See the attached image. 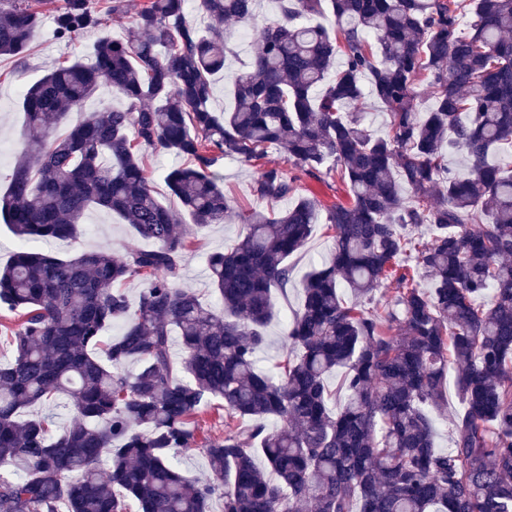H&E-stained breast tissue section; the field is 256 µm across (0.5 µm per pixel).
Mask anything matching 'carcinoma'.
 <instances>
[{
	"label": "carcinoma",
	"instance_id": "1",
	"mask_svg": "<svg viewBox=\"0 0 512 512\" xmlns=\"http://www.w3.org/2000/svg\"><path fill=\"white\" fill-rule=\"evenodd\" d=\"M255 3L200 0L204 35L185 0H145L126 40L104 37L90 62L64 61L27 89L26 128L42 138L27 141L0 195L19 241L0 268V307L22 315L0 366V467L15 472L0 476V512H127L129 499L138 512H211L216 497L223 512H512V169L488 162L512 149V0H276L277 19L251 30L253 61L233 73V110L215 112L221 25L252 22ZM124 11L125 0H61L55 36L69 42ZM327 12L330 29L306 22ZM40 21L33 0H0V56L25 62ZM103 82L126 107L89 112L45 144ZM366 91L389 111L386 136L357 112ZM271 147L317 180L336 174L351 196L326 209L333 248L302 283L274 374L256 356L317 199L243 218L237 244L208 256L214 307L177 284L189 240L141 155L185 158L165 182L202 230L231 209L217 157L251 163ZM448 148L465 151L467 174L449 172ZM253 190L276 200L296 187L274 166ZM92 206L151 247L33 248L77 239ZM134 278L145 287L132 304L122 285ZM385 280L394 300L365 308ZM116 323L121 334L107 336ZM450 361L464 409L439 449L432 412ZM130 363L137 372L123 374ZM338 369L334 412L327 378ZM212 398L253 421L247 434L199 437ZM60 399L71 426L28 416ZM193 447L208 483L176 467L173 451Z\"/></svg>",
	"mask_w": 512,
	"mask_h": 512
}]
</instances>
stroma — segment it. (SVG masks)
Listing matches in <instances>:
<instances>
[{"mask_svg": "<svg viewBox=\"0 0 512 512\" xmlns=\"http://www.w3.org/2000/svg\"><path fill=\"white\" fill-rule=\"evenodd\" d=\"M127 14L112 17L104 28L85 31L73 42H61L54 36L50 16H43L36 31L31 55L25 64H18L9 58H0V193L4 192L8 177L24 148L20 135L25 128L22 112L23 93L28 86L45 75L51 68L67 58L90 59L98 39L110 36L121 41L127 35L132 14L139 9L142 0H126ZM243 24L226 21L223 35L231 49L225 73L216 79L213 89L212 107L221 111L230 108V74L240 62L250 60L256 51L252 37L243 33ZM282 166L288 176L296 180L295 197H316L320 208H327L338 202H348V189L338 177L331 176L319 182L302 174L285 160L283 152L274 150L264 162L245 163L233 157H220L214 165L224 182V191L234 207L232 216L223 224H214L192 234V246L185 251L180 266L178 283L181 287L196 291L202 301L214 302L215 296L207 278V257L215 251L233 247L243 232L242 217L252 211L281 212L291 207L295 197L279 200H262L254 196L253 181L262 166ZM84 233L78 239L55 245L54 253L72 256L83 250H103L122 256L133 248L142 247V240L136 238L129 225L116 215L102 209H90L82 218ZM333 246V232L324 221L313 225L305 246L289 259L292 268V282L286 294H275V314L266 328L268 344L258 354L259 365L267 371L274 370L275 363L282 354V336L287 320L299 310L302 304L300 283L309 272L329 256ZM458 369L448 365L440 409L433 414L436 447L445 449L451 445L452 418L460 409L461 402L456 389Z\"/></svg>", "mask_w": 512, "mask_h": 512, "instance_id": "obj_1", "label": "stroma"}]
</instances>
